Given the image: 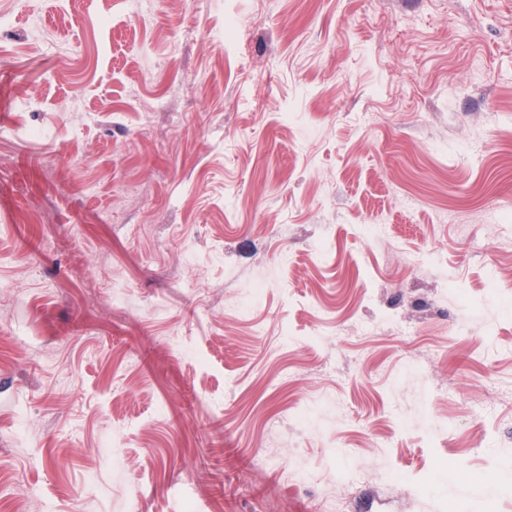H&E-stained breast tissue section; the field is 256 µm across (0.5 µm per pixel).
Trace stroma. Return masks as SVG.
<instances>
[{
  "mask_svg": "<svg viewBox=\"0 0 512 512\" xmlns=\"http://www.w3.org/2000/svg\"><path fill=\"white\" fill-rule=\"evenodd\" d=\"M130 8L0 0V512H512V0Z\"/></svg>",
  "mask_w": 512,
  "mask_h": 512,
  "instance_id": "stroma-1",
  "label": "stroma"
}]
</instances>
